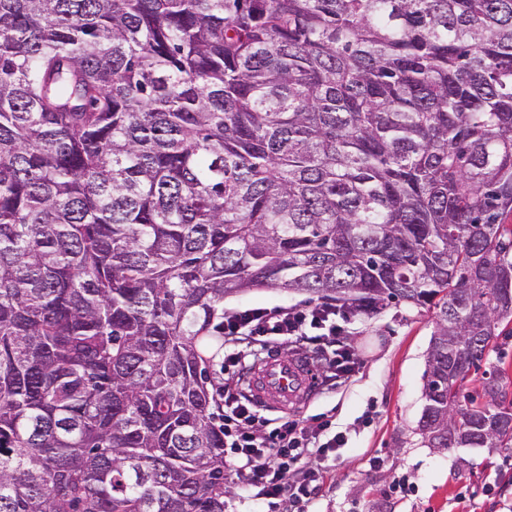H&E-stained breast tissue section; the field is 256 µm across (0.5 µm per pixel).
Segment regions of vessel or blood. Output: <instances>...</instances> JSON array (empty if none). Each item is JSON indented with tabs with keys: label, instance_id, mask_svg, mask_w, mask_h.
Segmentation results:
<instances>
[{
	"label": "vessel or blood",
	"instance_id": "b4317fda",
	"mask_svg": "<svg viewBox=\"0 0 512 512\" xmlns=\"http://www.w3.org/2000/svg\"><path fill=\"white\" fill-rule=\"evenodd\" d=\"M246 385L261 407L283 409L302 397L315 394L318 373L306 359L274 354L258 371L248 373Z\"/></svg>",
	"mask_w": 512,
	"mask_h": 512
}]
</instances>
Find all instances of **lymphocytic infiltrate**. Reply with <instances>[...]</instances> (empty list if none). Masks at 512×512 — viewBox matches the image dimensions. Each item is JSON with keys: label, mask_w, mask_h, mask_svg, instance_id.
<instances>
[{"label": "lymphocytic infiltrate", "mask_w": 512, "mask_h": 512, "mask_svg": "<svg viewBox=\"0 0 512 512\" xmlns=\"http://www.w3.org/2000/svg\"><path fill=\"white\" fill-rule=\"evenodd\" d=\"M359 313L333 303L309 308L249 307L224 318V463L245 490L260 500L287 496L310 505L320 489L322 461L340 459L347 444L344 432L333 430L325 414L260 420L242 386L239 343L269 347L302 343L321 354L337 382L348 381L359 366L349 326Z\"/></svg>", "instance_id": "lymphocytic-infiltrate-1"}]
</instances>
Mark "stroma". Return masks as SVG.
<instances>
[{"label":"stroma","instance_id":"stroma-1","mask_svg":"<svg viewBox=\"0 0 512 512\" xmlns=\"http://www.w3.org/2000/svg\"><path fill=\"white\" fill-rule=\"evenodd\" d=\"M303 301L261 288L225 298L224 311ZM433 330L432 311L404 303L365 313L353 329L358 373L296 408L299 416L328 415L349 438L326 469L314 512H512V458L484 448L438 451L416 432Z\"/></svg>","mask_w":512,"mask_h":512}]
</instances>
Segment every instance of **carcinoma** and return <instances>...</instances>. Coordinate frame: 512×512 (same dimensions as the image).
I'll return each mask as SVG.
<instances>
[{"instance_id":"cac0c4a2","label":"carcinoma","mask_w":512,"mask_h":512,"mask_svg":"<svg viewBox=\"0 0 512 512\" xmlns=\"http://www.w3.org/2000/svg\"><path fill=\"white\" fill-rule=\"evenodd\" d=\"M512 0H0V512H224V298L434 313L416 431L512 453ZM496 333H499V336L495 337L492 342L495 345L494 352H490L489 359L483 364L478 375H473V378L478 379L484 370H489L491 366L499 365L505 369L506 376L508 377L506 392L507 399L510 400L512 399V322L508 323L507 326L506 322H504L499 326ZM499 357H501V361H499ZM501 362L504 364H501Z\"/></svg>"}]
</instances>
